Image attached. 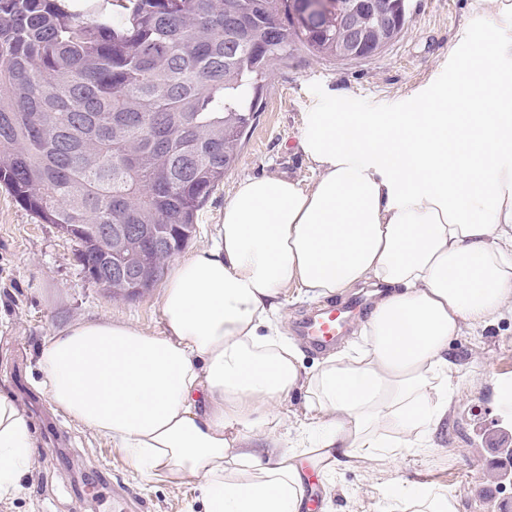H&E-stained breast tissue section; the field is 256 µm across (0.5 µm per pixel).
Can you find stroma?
Returning a JSON list of instances; mask_svg holds the SVG:
<instances>
[{
	"label": "stroma",
	"instance_id": "35a3bbf8",
	"mask_svg": "<svg viewBox=\"0 0 512 512\" xmlns=\"http://www.w3.org/2000/svg\"><path fill=\"white\" fill-rule=\"evenodd\" d=\"M403 32L376 55L334 61L305 51L268 76L262 110L233 167L202 205L189 257L209 245L225 205L244 178L283 175L311 184L317 176L299 148L308 113L342 99L351 113L399 112L423 88L446 83L464 68L487 32L512 35V11L486 15L473 0H405ZM77 243L40 223L0 186V390L33 418L38 436L30 476L0 512H203L191 485L147 479L123 449L94 435L51 405L39 386L37 354L52 331L77 319L109 318L158 335L164 329L161 287L115 299L89 280ZM456 394L425 447L397 460L337 465L317 485L319 512H382L385 490L448 486L457 512H512V482L486 469L492 446L512 443V425L497 423L502 379H512V314L465 328L452 342Z\"/></svg>",
	"mask_w": 512,
	"mask_h": 512
}]
</instances>
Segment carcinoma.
<instances>
[{"label": "carcinoma", "mask_w": 512, "mask_h": 512, "mask_svg": "<svg viewBox=\"0 0 512 512\" xmlns=\"http://www.w3.org/2000/svg\"><path fill=\"white\" fill-rule=\"evenodd\" d=\"M0 0V185L42 223L69 227L86 276L112 260V226L143 257L133 299L162 278L170 253L224 181L260 112L263 81L304 49L337 61L336 43L368 58L399 35L364 0L352 24L299 29L289 0Z\"/></svg>", "instance_id": "cac0c4a2"}]
</instances>
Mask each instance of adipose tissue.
Wrapping results in <instances>:
<instances>
[{"mask_svg":"<svg viewBox=\"0 0 512 512\" xmlns=\"http://www.w3.org/2000/svg\"><path fill=\"white\" fill-rule=\"evenodd\" d=\"M512 37L489 34L444 87L402 112L311 113L309 186L238 182L211 246L173 264L164 329L80 320L38 351L55 409L125 450L143 477L198 485L204 512H302L305 463L392 459L436 430L455 392L448 347L512 309ZM384 288L359 339L304 369L283 289ZM314 422L281 448L292 393ZM27 414L0 393V502L29 473ZM397 512H456L446 486Z\"/></svg>","mask_w":512,"mask_h":512,"instance_id":"1","label":"adipose tissue"}]
</instances>
